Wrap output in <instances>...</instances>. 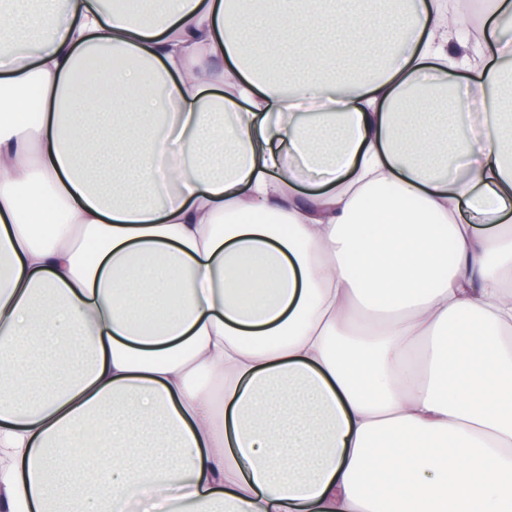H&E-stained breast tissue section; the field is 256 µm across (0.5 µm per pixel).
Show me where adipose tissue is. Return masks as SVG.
Here are the masks:
<instances>
[{"label":"adipose tissue","instance_id":"adipose-tissue-1","mask_svg":"<svg viewBox=\"0 0 512 512\" xmlns=\"http://www.w3.org/2000/svg\"><path fill=\"white\" fill-rule=\"evenodd\" d=\"M339 3L0 0V512H512V0Z\"/></svg>","mask_w":512,"mask_h":512}]
</instances>
